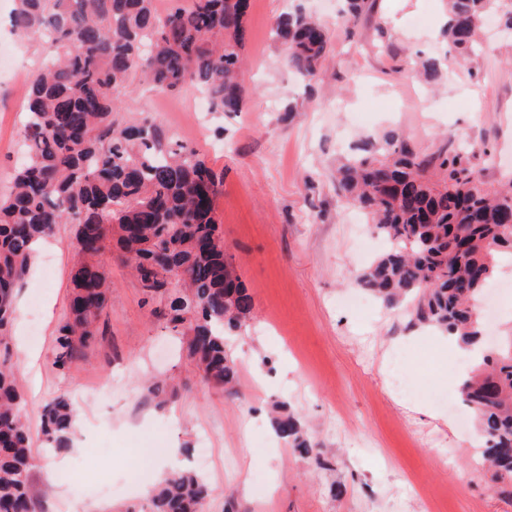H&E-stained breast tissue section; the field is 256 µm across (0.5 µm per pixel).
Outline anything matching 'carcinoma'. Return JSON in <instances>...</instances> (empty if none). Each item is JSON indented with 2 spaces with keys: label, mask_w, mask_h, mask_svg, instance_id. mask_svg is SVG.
I'll return each mask as SVG.
<instances>
[{
  "label": "carcinoma",
  "mask_w": 512,
  "mask_h": 512,
  "mask_svg": "<svg viewBox=\"0 0 512 512\" xmlns=\"http://www.w3.org/2000/svg\"><path fill=\"white\" fill-rule=\"evenodd\" d=\"M16 0L13 33L36 42L46 62L27 82L25 158L0 193V344L16 313L17 293L36 246L57 225L74 226L70 318L60 326L54 364L66 368L89 346L109 285L91 260L118 234L121 256L147 295L168 293L162 313L175 331L190 324V356L201 381L233 390L234 358L225 336L252 317L254 303L225 259L215 201L223 175L196 150L168 137L154 119L123 124L130 106L113 91L143 79L162 92L196 86L216 114L242 111L247 0ZM346 30L372 8L347 0ZM500 12L512 30L508 0H448L444 37L468 64L485 18ZM285 62L302 79L319 74L331 52L324 26L295 11L276 25ZM336 191L365 211L392 247L356 277L388 307L406 306L410 323L438 329L466 347L477 363L462 381L461 399L484 438L481 456L497 484L512 486V334L486 350L476 308L498 260L512 250L505 230L512 180L485 185L469 155L443 144L423 155L389 130L336 166ZM0 512H35L30 447L22 396L8 350L0 352ZM276 430L299 455L324 469L300 422L283 413ZM49 450L73 447L67 394L43 410ZM210 489L195 472L159 482L149 512H204Z\"/></svg>",
  "instance_id": "obj_1"
}]
</instances>
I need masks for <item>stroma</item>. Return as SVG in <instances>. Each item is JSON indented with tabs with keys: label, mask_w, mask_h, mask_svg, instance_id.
I'll return each instance as SVG.
<instances>
[{
	"label": "stroma",
	"mask_w": 512,
	"mask_h": 512,
	"mask_svg": "<svg viewBox=\"0 0 512 512\" xmlns=\"http://www.w3.org/2000/svg\"><path fill=\"white\" fill-rule=\"evenodd\" d=\"M15 0H0V47L17 52L31 77L43 54L11 32ZM344 0H250L243 111L206 113L197 132L188 86L158 93L149 84L120 88L140 116L178 128L209 166L224 174L216 216L224 246L254 298L248 325L228 347L239 368L236 395L201 383L183 338L157 315L166 297H146L116 246L95 258L110 285L98 333L82 357L54 364L59 327L69 313L73 228L58 225L18 292L10 345L27 338L33 297H41L40 332L14 355L30 443L37 512H145L147 495L132 483L136 465L158 480L164 450L185 451L212 493L205 512H512V495L490 480L475 453L471 418L431 396L459 395L456 350L438 351L432 330L406 342L403 308L367 297L344 304L356 276L387 243L366 216L336 194L331 172L385 128L408 135L423 154L453 142L470 152L482 180L496 186L512 173V64L492 27L467 65L438 37L446 0H375L372 14L346 35L337 22ZM301 10L326 25L333 62L312 83L284 62L276 19ZM441 62L430 86L415 77L419 60ZM18 80L0 78V190L18 162L25 97ZM301 109L285 114L288 103ZM488 291L490 330H512V257L499 261ZM68 393L81 408L78 443L68 465L91 463L94 476L45 484L51 462L41 424L44 406ZM299 419L331 466L315 468L274 437V403ZM209 462L197 468L200 444ZM250 497L239 491L242 478Z\"/></svg>",
	"instance_id": "stroma-1"
}]
</instances>
